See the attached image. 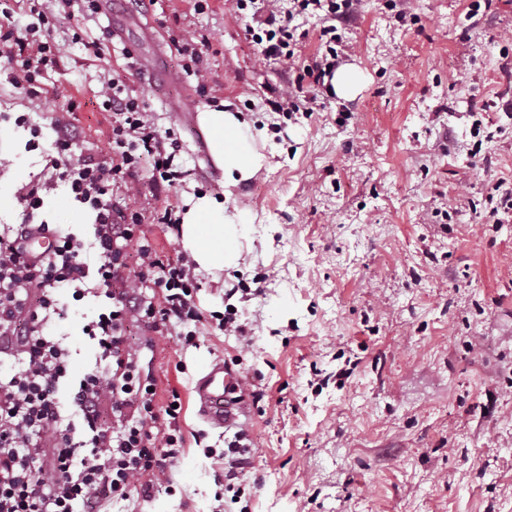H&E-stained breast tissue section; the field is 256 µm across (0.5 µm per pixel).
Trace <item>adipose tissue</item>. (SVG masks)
I'll list each match as a JSON object with an SVG mask.
<instances>
[{
  "label": "adipose tissue",
  "mask_w": 512,
  "mask_h": 512,
  "mask_svg": "<svg viewBox=\"0 0 512 512\" xmlns=\"http://www.w3.org/2000/svg\"><path fill=\"white\" fill-rule=\"evenodd\" d=\"M200 125L209 134L210 149L224 171L225 187H234L254 177L267 164V156L256 143L265 131L256 129L230 110L203 109ZM246 223L241 212L203 195L193 199L183 215L182 243L203 270L219 272L238 266L239 241Z\"/></svg>",
  "instance_id": "ef3b65f1"
}]
</instances>
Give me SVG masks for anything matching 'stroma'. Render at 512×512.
Listing matches in <instances>:
<instances>
[{
    "label": "stroma",
    "mask_w": 512,
    "mask_h": 512,
    "mask_svg": "<svg viewBox=\"0 0 512 512\" xmlns=\"http://www.w3.org/2000/svg\"><path fill=\"white\" fill-rule=\"evenodd\" d=\"M110 11L71 0L50 17L61 58L30 94L8 82L0 45V225L21 223L19 197L35 186L36 221L86 231L92 213L46 167L51 123L76 127L75 154L108 157L99 91L126 70V92L179 142L184 173L170 192L140 180L131 203L183 212L207 194L246 214L239 265L199 273L197 301L235 306L254 336L247 346L205 325L196 345L173 336L145 352L161 395L180 396L183 453L150 498H105L100 512H213L224 465L204 451H223L226 434L194 386L215 362L232 365L249 410L255 452L234 471L249 512H512V220L492 215L497 182L512 180V0H407L399 12L360 0L342 36L362 87L284 114L263 87L286 88L320 51L316 16L298 17L301 60L286 69L259 58L232 0H111ZM180 36L207 40L208 92L179 71ZM187 102L266 129L268 166L225 190ZM259 278L265 295L243 301ZM62 301L53 331L79 377L98 305Z\"/></svg>",
    "instance_id": "1"
}]
</instances>
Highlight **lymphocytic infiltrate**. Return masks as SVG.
I'll return each instance as SVG.
<instances>
[{
    "mask_svg": "<svg viewBox=\"0 0 512 512\" xmlns=\"http://www.w3.org/2000/svg\"><path fill=\"white\" fill-rule=\"evenodd\" d=\"M250 17L252 44L264 58L293 62L299 45L295 12L323 14L324 50L303 68V80L279 91L277 112L307 108L343 59L336 45L340 27L357 11L358 0H293L280 11L276 0H235ZM13 41V86H33L41 72L57 65L60 50L48 30L32 27ZM102 106L113 112L112 155L78 157L74 126L53 125L57 155L49 164L75 201L94 220L86 234L53 224H11L0 228V512H96L103 497H150L167 478V468L184 447L179 395L162 402L155 379L145 374L141 352L157 340L179 337L191 345L204 322L251 341L252 330L227 311L204 315L196 302V264L189 255L162 258L146 237L144 214L127 197L142 176L160 190L176 188L183 176L175 154L137 98L124 94L119 76L104 81ZM47 240L43 251L34 238ZM98 257L83 260L85 250ZM135 251L136 264L125 256ZM76 299L93 297L103 308L83 328L97 346L93 367L70 380L71 354L49 333L62 317L60 289ZM138 324L144 340L126 338Z\"/></svg>",
    "mask_w": 512,
    "mask_h": 512,
    "instance_id": "f902f5d3",
    "label": "lymphocytic infiltrate"
}]
</instances>
